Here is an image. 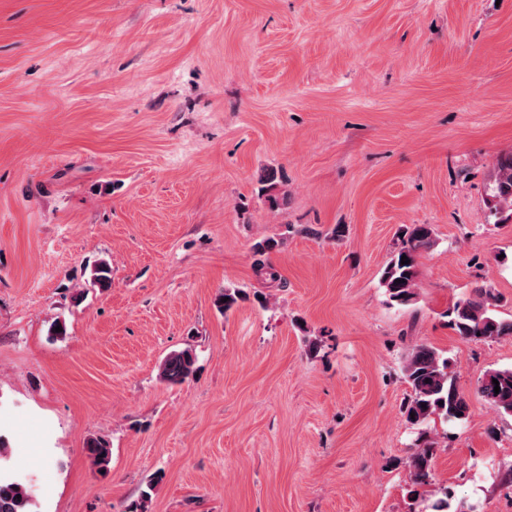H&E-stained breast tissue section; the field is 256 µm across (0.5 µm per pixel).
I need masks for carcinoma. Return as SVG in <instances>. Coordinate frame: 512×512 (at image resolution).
Here are the masks:
<instances>
[{
  "label": "carcinoma",
  "instance_id": "cac0c4a2",
  "mask_svg": "<svg viewBox=\"0 0 512 512\" xmlns=\"http://www.w3.org/2000/svg\"><path fill=\"white\" fill-rule=\"evenodd\" d=\"M286 181L282 170L264 168L259 182L265 185V202L272 210H278L286 197L275 193L278 185ZM493 198L498 206L512 208V155L501 157L496 166ZM401 246L394 252L381 277L380 286L393 305L406 307L414 303L417 288V259L422 252L436 245L435 231L430 224H413L402 230ZM410 263H401V257ZM89 283L92 287L107 290L112 287V267L105 260L96 261L91 267ZM247 297L242 288L226 287L216 300L217 308L225 313L238 301ZM497 296L490 287L477 288L473 294L458 299L448 309L451 329L464 339L494 341L512 335V320L500 318L495 313ZM196 355L187 347L166 355L158 367L159 378L171 385L186 382L195 371ZM405 382L411 389L403 405L408 422L426 434L430 423L443 419L461 422L468 413V405L459 391L448 358L428 344H417L406 355L402 367ZM498 384H493V381ZM500 387L494 393V387ZM480 396L502 415L512 416V368L487 371L478 383ZM84 451L91 464L101 475H106L112 460L110 441L102 436H92L85 442ZM432 444L415 451L408 461L413 482L427 485L433 477ZM0 512H33V499L27 484L10 471V455L6 442L0 439ZM424 512H465L463 502H453L448 489L440 490V496L423 506Z\"/></svg>",
  "mask_w": 512,
  "mask_h": 512
}]
</instances>
